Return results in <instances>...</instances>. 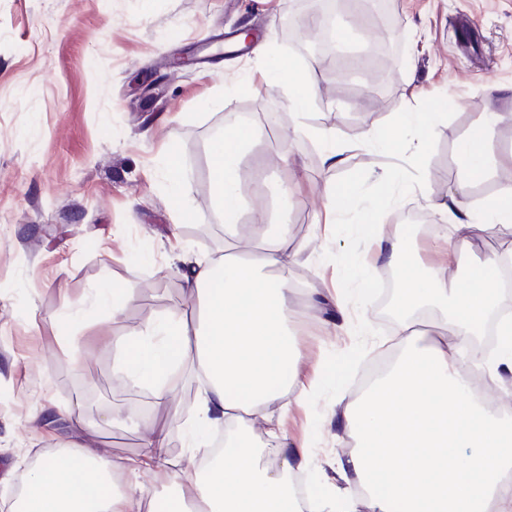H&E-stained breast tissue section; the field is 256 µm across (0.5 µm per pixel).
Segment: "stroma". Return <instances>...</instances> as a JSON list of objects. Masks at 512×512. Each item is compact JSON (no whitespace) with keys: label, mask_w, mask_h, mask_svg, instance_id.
<instances>
[{"label":"stroma","mask_w":512,"mask_h":512,"mask_svg":"<svg viewBox=\"0 0 512 512\" xmlns=\"http://www.w3.org/2000/svg\"><path fill=\"white\" fill-rule=\"evenodd\" d=\"M332 24L349 36L335 60L339 85L315 67L325 44L318 28L291 26L295 0H0V493L14 494L22 460L53 446L33 430L31 416L50 405L78 412L91 425L83 443L113 463L140 452L142 421L169 431L165 454L188 462L182 428L198 388L183 375L162 404L142 388L118 383L116 336H134L147 323L187 305L183 275L196 255L223 253L222 213L204 171L209 146L225 129H255L237 165L243 228L235 238L257 242L265 224L287 220L289 250L302 259L288 275L296 368L321 376L329 353L355 343L358 316L382 329L366 362L394 351L397 327L385 310L339 313L329 294L338 269L323 261L346 241L325 234L318 217L341 176L368 169L377 176L388 159L361 142L395 113L445 96L454 117L436 130L426 186L384 217L388 237L408 242L424 265L459 266L500 251L478 224L467 245L450 256L443 243L446 214L439 204L457 181L456 148L483 113L512 125V0H332ZM473 17L478 28H461ZM400 25L398 43L388 28ZM189 57L176 68L171 61ZM293 64L317 89L307 112L288 106V90L267 88L261 66ZM318 129H331L346 162L327 167ZM290 136V162L279 142ZM512 152V135L494 127L493 158L464 205L512 192V169L499 160ZM176 154V172L165 168ZM294 192L283 195V185ZM131 282L138 298L108 336L90 337L89 370L77 373L56 343V319L104 283ZM318 291L319 304L310 301ZM367 372L318 409L288 397V433L318 432L307 490L322 497L335 482L336 461L354 449L352 430L336 426L353 405ZM320 428H313L314 415Z\"/></svg>","instance_id":"1"}]
</instances>
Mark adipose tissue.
Instances as JSON below:
<instances>
[{
    "label": "adipose tissue",
    "instance_id": "adipose-tissue-1",
    "mask_svg": "<svg viewBox=\"0 0 512 512\" xmlns=\"http://www.w3.org/2000/svg\"><path fill=\"white\" fill-rule=\"evenodd\" d=\"M269 85L288 88V105L308 111L314 84L297 67L277 64ZM486 113L458 145L461 170L443 208L448 218V249L467 243L475 219L512 236V195L487 199L473 216L460 199L488 162V132L499 122ZM252 130L225 132L210 145L214 205L233 229L239 212L235 165ZM379 210L366 212L369 258L347 270L362 275L382 262L400 277L395 309L399 353L355 405L337 416V426L356 430L354 451L337 462L340 493L299 504L290 478L310 465L307 442L290 439L284 414L273 411L282 392L307 402L319 380L302 382L294 365L290 326L288 268L300 252L288 251L284 224L273 225L254 259L228 251L219 259L197 261L186 287L190 309H175L148 323L135 338L116 337L123 357L122 381L146 387L157 402L171 391V364L191 366L202 380L193 418L187 425L189 448L200 451L206 432L217 424L233 429L223 455L208 467H186L166 457L168 430L147 424L141 451L114 464L99 449L79 444L87 428L80 417L53 409L39 416L44 426L67 424L74 440L41 455L27 473L9 512H136L150 499L145 474L174 483L167 512H512V415L494 409L474 392L457 367L497 307L502 287L496 269L512 260V246L468 267L463 277L447 278L442 268L418 275L407 243L381 230ZM136 298L131 285H107L89 303L59 318L60 350L85 367L87 333L118 321ZM269 426L280 459L269 469L266 449L247 447L236 428L242 419ZM355 485H348V478Z\"/></svg>",
    "mask_w": 512,
    "mask_h": 512
}]
</instances>
